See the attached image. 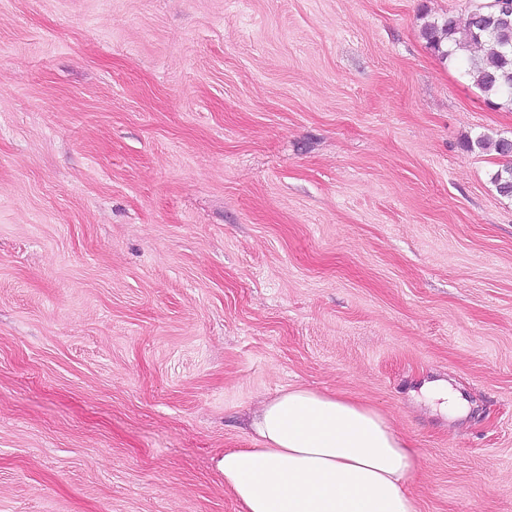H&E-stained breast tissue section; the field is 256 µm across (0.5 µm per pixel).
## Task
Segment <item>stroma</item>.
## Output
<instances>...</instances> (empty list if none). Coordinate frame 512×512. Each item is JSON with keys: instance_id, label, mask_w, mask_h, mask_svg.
<instances>
[{"instance_id": "1", "label": "stroma", "mask_w": 512, "mask_h": 512, "mask_svg": "<svg viewBox=\"0 0 512 512\" xmlns=\"http://www.w3.org/2000/svg\"><path fill=\"white\" fill-rule=\"evenodd\" d=\"M484 2L0 0V512H238L288 387L512 512V110L422 36Z\"/></svg>"}]
</instances>
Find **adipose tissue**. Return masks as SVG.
Wrapping results in <instances>:
<instances>
[{
  "instance_id": "ef3b65f1",
  "label": "adipose tissue",
  "mask_w": 512,
  "mask_h": 512,
  "mask_svg": "<svg viewBox=\"0 0 512 512\" xmlns=\"http://www.w3.org/2000/svg\"><path fill=\"white\" fill-rule=\"evenodd\" d=\"M258 448L225 451L239 512H419L415 448L370 406L303 388L262 402Z\"/></svg>"
}]
</instances>
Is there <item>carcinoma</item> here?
<instances>
[{"mask_svg": "<svg viewBox=\"0 0 512 512\" xmlns=\"http://www.w3.org/2000/svg\"><path fill=\"white\" fill-rule=\"evenodd\" d=\"M512 33V0H488L471 12L465 26L448 16L435 19L423 27L422 35L429 48L441 58L458 51L467 53V74L497 108L512 110V43L505 36ZM481 149H491L502 157L512 158L509 139H477ZM491 183L502 197H512V161L497 169Z\"/></svg>", "mask_w": 512, "mask_h": 512, "instance_id": "carcinoma-1", "label": "carcinoma"}]
</instances>
